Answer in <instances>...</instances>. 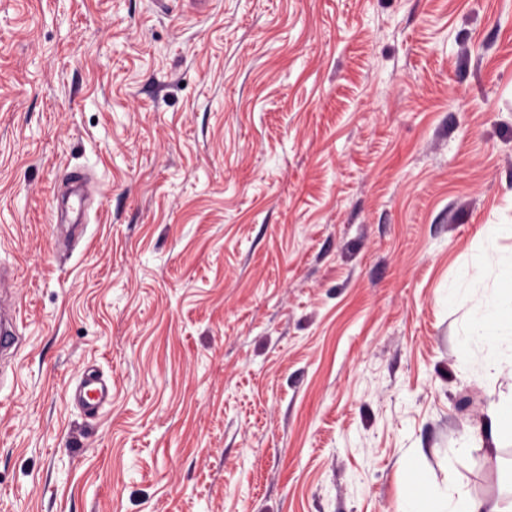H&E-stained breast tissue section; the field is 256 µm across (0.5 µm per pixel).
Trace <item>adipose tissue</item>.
Masks as SVG:
<instances>
[{
  "mask_svg": "<svg viewBox=\"0 0 512 512\" xmlns=\"http://www.w3.org/2000/svg\"><path fill=\"white\" fill-rule=\"evenodd\" d=\"M473 276L467 293L478 312L459 326L455 343L465 356L467 375L493 380L512 377V255L496 257L486 250L469 257ZM495 266L494 279L482 275ZM414 488L396 505V512H501L498 503L471 495L459 486L433 489L422 472L413 476Z\"/></svg>",
  "mask_w": 512,
  "mask_h": 512,
  "instance_id": "1",
  "label": "adipose tissue"
}]
</instances>
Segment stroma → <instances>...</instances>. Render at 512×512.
Returning <instances> with one entry per match:
<instances>
[{
  "mask_svg": "<svg viewBox=\"0 0 512 512\" xmlns=\"http://www.w3.org/2000/svg\"><path fill=\"white\" fill-rule=\"evenodd\" d=\"M498 224L512 0H0V512L511 501L445 297ZM5 289L0 293V353L1 358L9 354V351L18 344L19 336H17V321L20 317V312L8 298ZM3 313L9 316L7 325H2ZM112 381H106L95 371H87L69 390V400L84 408L99 409L110 399ZM413 482V490L397 502L396 512H503L497 502L473 496L457 485L435 490L420 471Z\"/></svg>",
  "mask_w": 512,
  "mask_h": 512,
  "instance_id": "35a3bbf8",
  "label": "stroma"
}]
</instances>
